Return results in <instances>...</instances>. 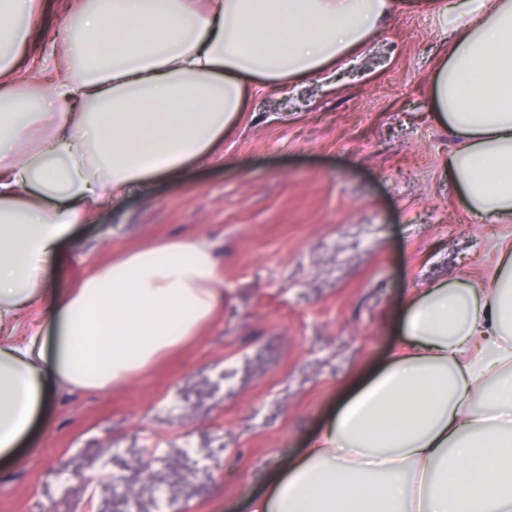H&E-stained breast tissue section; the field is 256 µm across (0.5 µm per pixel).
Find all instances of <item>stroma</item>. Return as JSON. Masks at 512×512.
I'll return each mask as SVG.
<instances>
[{
	"mask_svg": "<svg viewBox=\"0 0 512 512\" xmlns=\"http://www.w3.org/2000/svg\"><path fill=\"white\" fill-rule=\"evenodd\" d=\"M450 46L434 10L395 9L327 80L250 96L220 163L108 201L61 247L64 293L116 256L209 243L224 299L196 336L104 392L47 385L0 460V512H249L398 342L406 295L488 280L512 224L480 223L430 111Z\"/></svg>",
	"mask_w": 512,
	"mask_h": 512,
	"instance_id": "obj_1",
	"label": "stroma"
}]
</instances>
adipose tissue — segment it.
Returning a JSON list of instances; mask_svg holds the SVG:
<instances>
[{"mask_svg": "<svg viewBox=\"0 0 512 512\" xmlns=\"http://www.w3.org/2000/svg\"><path fill=\"white\" fill-rule=\"evenodd\" d=\"M398 0H64L32 58L35 0H0V457L45 384L109 389L196 335L224 296L210 246L127 252L64 295L43 286L88 207L215 159L255 88L360 53ZM432 112L475 219L512 224V0H450ZM389 364L252 512H512V242L488 284L405 304Z\"/></svg>", "mask_w": 512, "mask_h": 512, "instance_id": "ef3b65f1", "label": "adipose tissue"}]
</instances>
